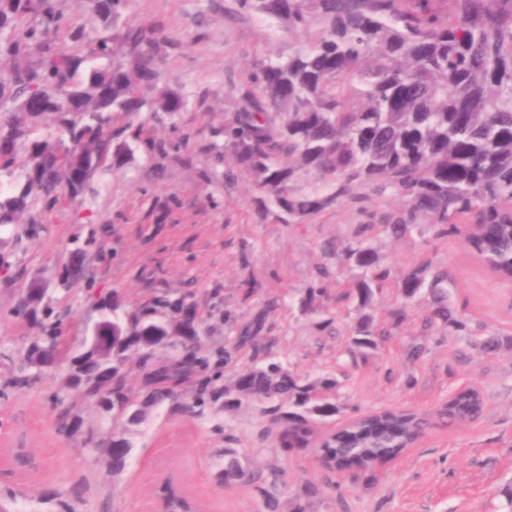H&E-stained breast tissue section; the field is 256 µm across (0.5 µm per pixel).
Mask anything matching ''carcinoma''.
Wrapping results in <instances>:
<instances>
[{"instance_id":"carcinoma-1","label":"carcinoma","mask_w":512,"mask_h":512,"mask_svg":"<svg viewBox=\"0 0 512 512\" xmlns=\"http://www.w3.org/2000/svg\"><path fill=\"white\" fill-rule=\"evenodd\" d=\"M101 33L62 27L57 0H0V60L10 67L0 78V175L12 176L25 148L22 182L0 189V228L46 219L72 196L95 193L94 176L134 159L136 149L163 152L165 143L143 137L141 112L175 114L186 106L179 93L162 86L157 49L162 38L151 25H128L107 34L129 0H89ZM256 16L275 21L296 39L286 56L256 60L239 88L241 107L224 124V147L240 171L251 176L262 210L284 224H301L349 197L362 185L405 202L392 236L424 219L438 236L457 235L473 223L469 244L499 274L512 278V0H237ZM146 89L156 90L147 99ZM42 126L61 132L42 136ZM344 263L357 270L336 292V303L355 302L351 359L364 356L391 336L406 318L407 303L431 299L425 326L451 333L470 331L466 318L448 305V274L428 264L399 276L402 304L391 329L379 331L371 314L391 279L384 256L356 237L341 246ZM322 269L306 289L301 309L314 311L328 300ZM270 309L241 329L224 313L233 336L224 347L196 340L192 304L163 299L151 307L118 312L99 309L94 326L112 332L107 349L88 346L73 359L67 383L94 406L112 415L106 457L113 470L126 468L132 445L125 426L143 410L161 405L187 388L192 406L214 413L232 411L245 400L268 403L263 412L276 427L281 452L311 444L315 424L341 412L331 395L337 378L312 379L276 359L261 333ZM63 312L44 304L33 282L17 316L37 330L20 354L6 386L24 387L56 371L65 346L59 334ZM165 344L173 355L154 357ZM493 354L512 348V337L492 334L476 341ZM251 351V365L222 370ZM138 353L133 369L146 391L143 400L127 384V352ZM481 395L458 391L438 419L453 427L476 420ZM428 420L414 413L380 410L352 419L320 446L330 471L356 469L373 477L376 465L397 457ZM214 479L258 482L238 451L224 449ZM258 512H279L278 494L259 488ZM167 512H195L191 497L174 479L159 489Z\"/></svg>"}]
</instances>
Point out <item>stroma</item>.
Instances as JSON below:
<instances>
[{"instance_id":"obj_1","label":"stroma","mask_w":512,"mask_h":512,"mask_svg":"<svg viewBox=\"0 0 512 512\" xmlns=\"http://www.w3.org/2000/svg\"><path fill=\"white\" fill-rule=\"evenodd\" d=\"M128 19L160 29L165 85L189 104L175 116L144 113L146 137L166 153L139 150L134 160L94 178L97 192L82 196L39 224H16L1 235L10 245V268L0 271V505L15 512H160L154 490L174 477L200 512H257V485L217 486L213 474L227 448L244 466L278 467L282 499L320 487L309 512H512L502 490L512 483V349L485 356L469 337L447 329L424 330L426 300L407 304L395 336L351 362L352 305L302 312L306 288L319 268L335 291L353 272L325 244L366 238L385 255L393 276L421 263L447 270L449 301L475 332L512 336V279L493 272L464 235L438 236L430 227L392 237L383 227L402 210L401 200L369 188L301 224L279 223L259 209L250 177L224 149V122L240 108L239 88L262 55L287 54L288 39L235 0H130ZM49 280L46 300L66 317L65 346L76 356L96 318L93 306L128 310L155 297L187 298L204 342L223 346L225 314L251 319L269 299L273 352L294 371L324 373L341 384V413L315 427L324 437L354 413L391 408L429 418L424 433L398 458L376 468L374 481L354 471H327L316 447L282 455L258 401L217 415L189 413L179 404L150 408L129 425L128 466L112 471L93 441L112 429L100 411L67 387L65 371L24 388H5L19 352L35 330L13 311L31 282ZM252 298H245V290ZM332 319L331 331L320 323ZM425 351L406 357L413 342ZM476 387L484 400L479 419L446 428L434 420L449 393ZM71 411L73 430L57 426ZM22 448L34 465L19 470L9 452Z\"/></svg>"}]
</instances>
